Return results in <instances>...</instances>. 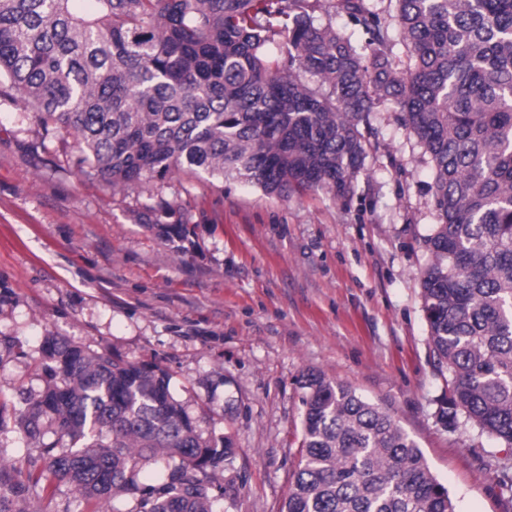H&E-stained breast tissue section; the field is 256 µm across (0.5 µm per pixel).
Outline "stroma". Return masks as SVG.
Wrapping results in <instances>:
<instances>
[{
	"instance_id": "1",
	"label": "stroma",
	"mask_w": 512,
	"mask_h": 512,
	"mask_svg": "<svg viewBox=\"0 0 512 512\" xmlns=\"http://www.w3.org/2000/svg\"><path fill=\"white\" fill-rule=\"evenodd\" d=\"M350 198L266 194L177 179L112 191L0 89V398L45 386V336L158 361L205 435L231 436L211 472L219 512H279L297 469L298 381L320 371L388 407L457 512H512L495 462L506 447L438 416L448 373L428 347L420 272L437 222L432 173L380 109ZM194 226L177 249L150 225L158 200Z\"/></svg>"
}]
</instances>
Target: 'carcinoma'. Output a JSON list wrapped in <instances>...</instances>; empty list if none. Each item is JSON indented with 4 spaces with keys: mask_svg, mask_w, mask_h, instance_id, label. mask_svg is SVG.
<instances>
[{
    "mask_svg": "<svg viewBox=\"0 0 512 512\" xmlns=\"http://www.w3.org/2000/svg\"><path fill=\"white\" fill-rule=\"evenodd\" d=\"M0 0V84L114 191L183 173L269 194L353 192L372 114L391 105L433 176L438 223L420 274L428 345L451 376L439 417L512 447V0ZM344 13L352 37L318 12ZM406 53L396 64L397 46ZM189 239L185 221L149 228ZM46 386L6 415L37 473L0 463V512L51 479L92 512H214L233 441L205 438L165 369L46 336ZM301 452L280 512H456L390 411L302 376ZM55 435L45 442L47 433ZM164 464L154 484L142 473Z\"/></svg>",
    "mask_w": 512,
    "mask_h": 512,
    "instance_id": "cac0c4a2",
    "label": "carcinoma"
}]
</instances>
